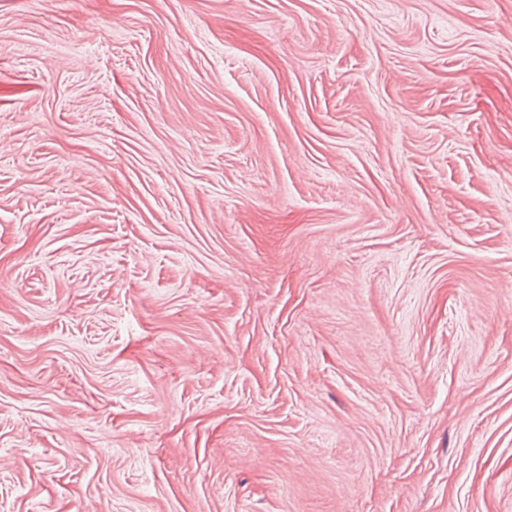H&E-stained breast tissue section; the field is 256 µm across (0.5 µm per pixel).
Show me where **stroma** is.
Segmentation results:
<instances>
[{"mask_svg": "<svg viewBox=\"0 0 512 512\" xmlns=\"http://www.w3.org/2000/svg\"><path fill=\"white\" fill-rule=\"evenodd\" d=\"M0 512H512V0H0Z\"/></svg>", "mask_w": 512, "mask_h": 512, "instance_id": "obj_1", "label": "stroma"}]
</instances>
